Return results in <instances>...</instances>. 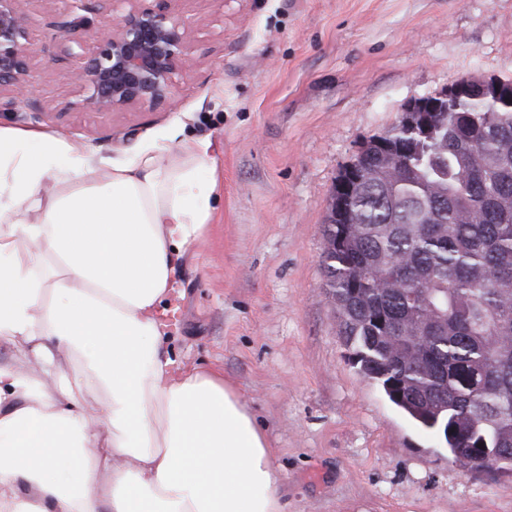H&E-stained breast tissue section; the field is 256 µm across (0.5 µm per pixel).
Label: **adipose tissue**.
I'll use <instances>...</instances> for the list:
<instances>
[{"label":"adipose tissue","instance_id":"ef3b65f1","mask_svg":"<svg viewBox=\"0 0 512 512\" xmlns=\"http://www.w3.org/2000/svg\"><path fill=\"white\" fill-rule=\"evenodd\" d=\"M216 166L202 139L117 161L0 125V512H284L237 390L167 349Z\"/></svg>","mask_w":512,"mask_h":512}]
</instances>
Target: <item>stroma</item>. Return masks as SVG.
<instances>
[{"label":"stroma","instance_id":"obj_1","mask_svg":"<svg viewBox=\"0 0 512 512\" xmlns=\"http://www.w3.org/2000/svg\"><path fill=\"white\" fill-rule=\"evenodd\" d=\"M204 19L173 105L72 110L48 26L45 114L0 124L54 130L113 159L206 139L219 191L202 246L173 284L170 355L218 368L268 440L284 512H512V474L455 463L361 375L321 267L336 177L407 100L471 76L512 77V0H184Z\"/></svg>","mask_w":512,"mask_h":512}]
</instances>
